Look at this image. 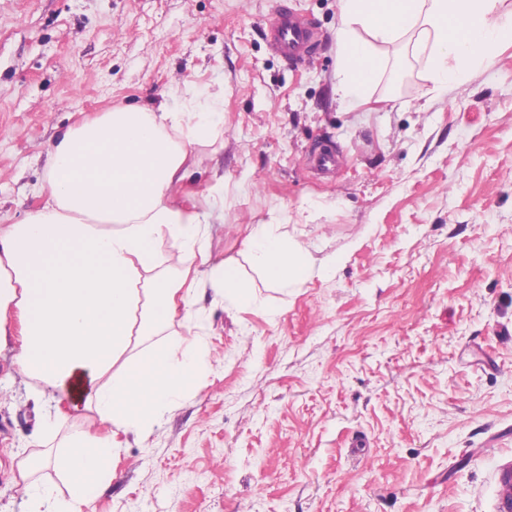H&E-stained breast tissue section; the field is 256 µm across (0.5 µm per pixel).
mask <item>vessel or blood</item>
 Returning a JSON list of instances; mask_svg holds the SVG:
<instances>
[{
	"label": "vessel or blood",
	"mask_w": 512,
	"mask_h": 512,
	"mask_svg": "<svg viewBox=\"0 0 512 512\" xmlns=\"http://www.w3.org/2000/svg\"><path fill=\"white\" fill-rule=\"evenodd\" d=\"M264 35L270 50L288 64L312 63L317 39L315 28L306 17L292 10H279Z\"/></svg>",
	"instance_id": "1"
}]
</instances>
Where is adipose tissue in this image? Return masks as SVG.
I'll list each match as a JSON object with an SVG mask.
<instances>
[{
  "label": "adipose tissue",
  "mask_w": 512,
  "mask_h": 512,
  "mask_svg": "<svg viewBox=\"0 0 512 512\" xmlns=\"http://www.w3.org/2000/svg\"><path fill=\"white\" fill-rule=\"evenodd\" d=\"M502 0H339L336 93L350 109L370 102L388 48L412 42L436 88L463 87L512 43ZM208 110L116 109L69 128L49 152L48 205L0 225V350L35 380L36 398L94 412L99 429L62 438L55 464L66 496L33 480L37 457L18 463L28 512H95L112 479L117 434L149 436L164 415L194 394L208 363L196 339L155 343L179 308L193 304L185 274L166 266L160 245L178 243L187 260L208 263L212 213L174 204L172 190L194 148L210 139ZM243 255L262 280L294 289L317 269L300 236L277 220L256 224ZM225 301L255 305L251 279L237 263L212 269Z\"/></svg>",
  "instance_id": "ef3b65f1"
}]
</instances>
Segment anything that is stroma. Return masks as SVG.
<instances>
[{
    "mask_svg": "<svg viewBox=\"0 0 512 512\" xmlns=\"http://www.w3.org/2000/svg\"><path fill=\"white\" fill-rule=\"evenodd\" d=\"M319 32L291 68L263 37L279 4ZM338 0H0V225L41 209L48 151L125 106L222 103L174 190L216 182L212 263L254 224L302 228L315 265L237 308L201 278L162 340L200 336L209 369L150 437L120 436L96 512H500L512 468V44L437 92L410 47L370 111L336 96ZM347 163L315 177L310 153ZM0 352V512L37 408Z\"/></svg>",
    "mask_w": 512,
    "mask_h": 512,
    "instance_id": "obj_1",
    "label": "stroma"
}]
</instances>
